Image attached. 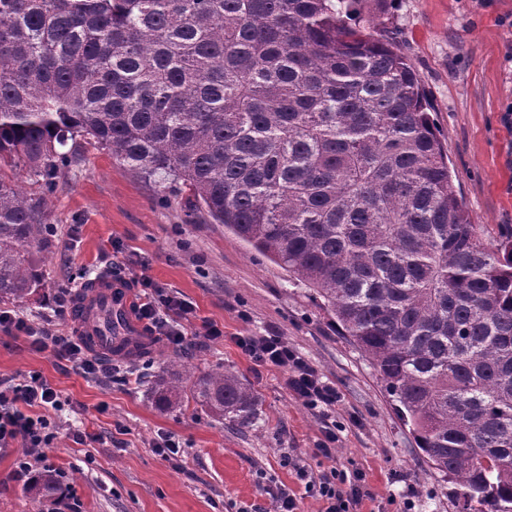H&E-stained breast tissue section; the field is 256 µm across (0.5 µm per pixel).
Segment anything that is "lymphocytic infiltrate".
I'll list each match as a JSON object with an SVG mask.
<instances>
[{
  "instance_id": "obj_1",
  "label": "lymphocytic infiltrate",
  "mask_w": 512,
  "mask_h": 512,
  "mask_svg": "<svg viewBox=\"0 0 512 512\" xmlns=\"http://www.w3.org/2000/svg\"><path fill=\"white\" fill-rule=\"evenodd\" d=\"M135 285L139 302L134 311L152 334L165 337L177 347L183 346L192 334L213 341L223 338L224 332L217 324L199 318L195 308L180 298L165 294L162 286L151 277L140 275ZM0 330L31 337V347L36 351L53 347L61 355L77 360L84 373L96 370L94 360L74 337L48 329L35 331L31 321L23 315L0 309ZM236 343L255 365L281 370L288 389L304 406L323 416L334 410L339 400L335 386L324 380L319 370L282 336L274 333L240 336ZM58 406L56 390L39 374L32 373L14 382H0V449L18 442L27 450L16 463L18 477L32 475L40 449L52 441L54 434L45 411ZM294 469L304 484L305 495L323 502V512H350L368 496L362 475L349 476L334 468L317 474L299 462Z\"/></svg>"
}]
</instances>
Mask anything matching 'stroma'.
<instances>
[{
    "mask_svg": "<svg viewBox=\"0 0 512 512\" xmlns=\"http://www.w3.org/2000/svg\"><path fill=\"white\" fill-rule=\"evenodd\" d=\"M381 22L429 94L474 223L497 236L512 225V0H393ZM50 221L59 248L43 257L40 294L15 304L16 312L75 335V293L111 274L112 243L122 241L137 260L126 280L148 273L223 328L217 341L190 338L188 365L199 374L234 370L257 394L259 415L240 431L192 404L158 409L150 373L180 352L157 336L149 364L104 357L86 377L53 348L35 352L26 337L0 332V380L36 372L58 393L44 456L65 474L52 498H35L13 474L22 445L0 449V512H67L69 499L76 512H275L263 491L274 483L301 494V512H321L322 502L303 494L295 459L316 472H365L371 498L357 512H456L447 481L424 462L370 361L303 285L223 225L188 216L183 195L89 146L60 178ZM269 332L340 393L333 457L316 453L327 420L295 399L282 371L256 369L235 343ZM78 428L95 441L75 443ZM162 435L180 441L179 462L156 453Z\"/></svg>",
    "mask_w": 512,
    "mask_h": 512,
    "instance_id": "stroma-1",
    "label": "stroma"
}]
</instances>
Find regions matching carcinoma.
Returning <instances> with one entry per match:
<instances>
[{
    "mask_svg": "<svg viewBox=\"0 0 512 512\" xmlns=\"http://www.w3.org/2000/svg\"><path fill=\"white\" fill-rule=\"evenodd\" d=\"M388 0H0V303L41 286L82 144L168 183L304 285L376 368L458 512H512V225L488 243ZM155 404L240 428L222 367L171 360ZM44 472L29 491L48 497Z\"/></svg>",
    "mask_w": 512,
    "mask_h": 512,
    "instance_id": "cac0c4a2",
    "label": "carcinoma"
}]
</instances>
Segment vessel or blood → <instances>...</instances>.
<instances>
[{
    "label": "vessel or blood",
    "mask_w": 512,
    "mask_h": 512,
    "mask_svg": "<svg viewBox=\"0 0 512 512\" xmlns=\"http://www.w3.org/2000/svg\"><path fill=\"white\" fill-rule=\"evenodd\" d=\"M132 299L125 284L109 278L82 291L76 304V324L88 350L108 356L125 337L140 333V324L129 316Z\"/></svg>",
    "instance_id": "1"
}]
</instances>
